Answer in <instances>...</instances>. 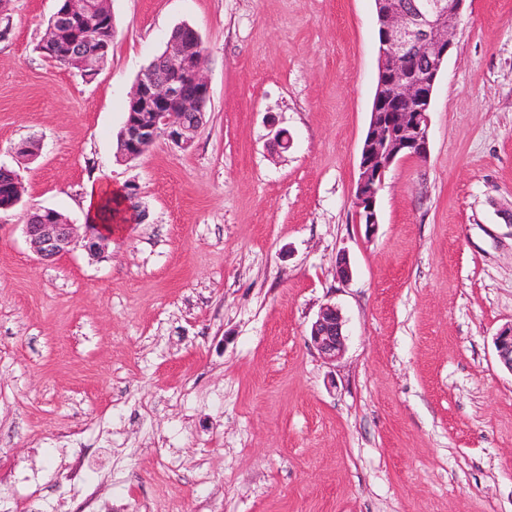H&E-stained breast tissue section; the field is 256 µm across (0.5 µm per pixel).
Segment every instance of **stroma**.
<instances>
[{"mask_svg": "<svg viewBox=\"0 0 512 512\" xmlns=\"http://www.w3.org/2000/svg\"><path fill=\"white\" fill-rule=\"evenodd\" d=\"M58 0L0 17V512H512V0H468L430 154L352 191L378 81L374 0H110L93 79L38 50ZM207 50L190 148L120 161L141 72L174 28ZM291 145L277 152L273 127ZM37 140L26 160L18 147ZM132 185L107 251L45 262ZM348 261L350 280L336 266ZM345 347L310 344L321 307ZM51 211V209H43L36 213L43 212V216H49ZM36 213L30 214L28 218L30 223L27 220V224H24L25 234L33 251L44 261H53L68 253L79 238L75 224H70L64 214L58 211L55 217L66 219L64 222L56 223L43 218L40 224H31L41 220Z\"/></svg>", "mask_w": 512, "mask_h": 512, "instance_id": "1", "label": "stroma"}]
</instances>
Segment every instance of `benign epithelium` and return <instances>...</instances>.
<instances>
[{"mask_svg":"<svg viewBox=\"0 0 512 512\" xmlns=\"http://www.w3.org/2000/svg\"><path fill=\"white\" fill-rule=\"evenodd\" d=\"M467 0H375L379 24L378 83L370 123L361 148L353 196L358 223L379 224L377 199L389 168L405 158L424 160L429 153V110L445 59L454 46ZM92 11L101 29L112 26L109 0H68L50 19L41 40L44 53L74 44L77 26ZM199 33L189 25L169 39L163 59L172 69L163 76L139 75L129 95L128 119L121 131L119 159L146 154L159 140L185 150L203 124L210 98L204 77L205 51ZM27 240L44 261L68 253L78 240L90 253H101L112 236L92 224L83 236L69 221L25 224ZM343 319L326 304L311 327L310 343L326 359L344 349ZM496 351L512 371V327L498 334Z\"/></svg>","mask_w":512,"mask_h":512,"instance_id":"benign-epithelium-1","label":"benign epithelium"}]
</instances>
